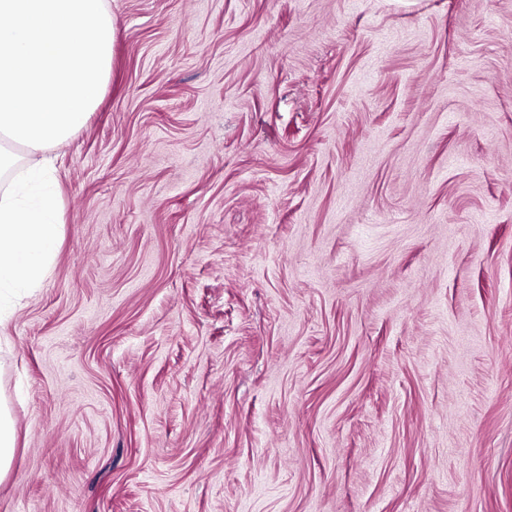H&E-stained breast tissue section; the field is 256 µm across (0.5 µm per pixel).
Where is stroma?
<instances>
[{
	"mask_svg": "<svg viewBox=\"0 0 512 512\" xmlns=\"http://www.w3.org/2000/svg\"><path fill=\"white\" fill-rule=\"evenodd\" d=\"M106 2L0 512H512V0Z\"/></svg>",
	"mask_w": 512,
	"mask_h": 512,
	"instance_id": "obj_1",
	"label": "stroma"
}]
</instances>
